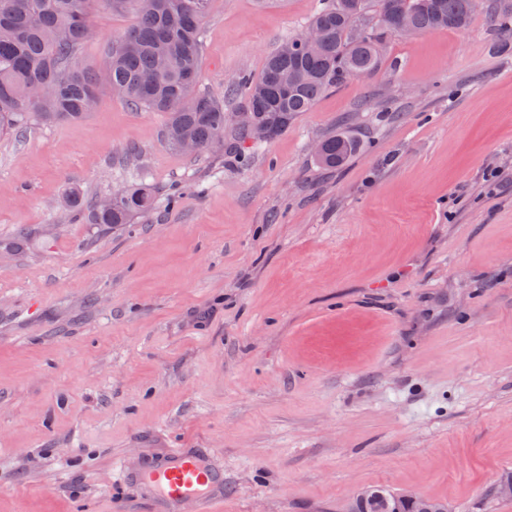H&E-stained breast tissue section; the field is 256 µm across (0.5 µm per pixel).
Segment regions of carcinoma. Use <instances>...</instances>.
Instances as JSON below:
<instances>
[{"mask_svg": "<svg viewBox=\"0 0 512 512\" xmlns=\"http://www.w3.org/2000/svg\"><path fill=\"white\" fill-rule=\"evenodd\" d=\"M133 2L136 24L104 48L112 91L136 108L166 116L164 138L174 150L185 140L205 153L224 137L232 116L224 104L196 90L201 71L200 21L208 0H104L111 8ZM92 0H0V132L21 135L30 123L52 124L85 114L97 96V77L81 68L78 46L89 39ZM479 0H318L307 24L322 36L309 52L298 35L268 57L261 75L238 77L232 92L243 111L266 127L269 138L288 129L301 112L349 78L375 69L386 38L406 21L412 33L463 29ZM356 150L343 136L321 140L319 164L336 167ZM156 204L151 189L128 186L104 209L89 206V224H130ZM358 498L353 512H390L382 488Z\"/></svg>", "mask_w": 512, "mask_h": 512, "instance_id": "obj_1", "label": "carcinoma"}]
</instances>
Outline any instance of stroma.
<instances>
[{"instance_id":"stroma-1","label":"stroma","mask_w":512,"mask_h":512,"mask_svg":"<svg viewBox=\"0 0 512 512\" xmlns=\"http://www.w3.org/2000/svg\"><path fill=\"white\" fill-rule=\"evenodd\" d=\"M317 0H208L201 89L259 76ZM386 40L259 148L183 155L101 75L136 21L94 0L76 121L0 135V512H152L115 483L174 448L224 469L223 512H350L365 489L512 512V39ZM357 143L335 169L318 140ZM146 180L135 223L85 200Z\"/></svg>"}]
</instances>
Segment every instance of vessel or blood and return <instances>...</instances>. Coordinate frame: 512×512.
<instances>
[{
    "mask_svg": "<svg viewBox=\"0 0 512 512\" xmlns=\"http://www.w3.org/2000/svg\"><path fill=\"white\" fill-rule=\"evenodd\" d=\"M117 478L150 487L155 512H171L172 507L188 502L195 505L196 512H219L224 498L223 468L181 448L138 469L121 468Z\"/></svg>",
    "mask_w": 512,
    "mask_h": 512,
    "instance_id": "vessel-or-blood-1",
    "label": "vessel or blood"
}]
</instances>
